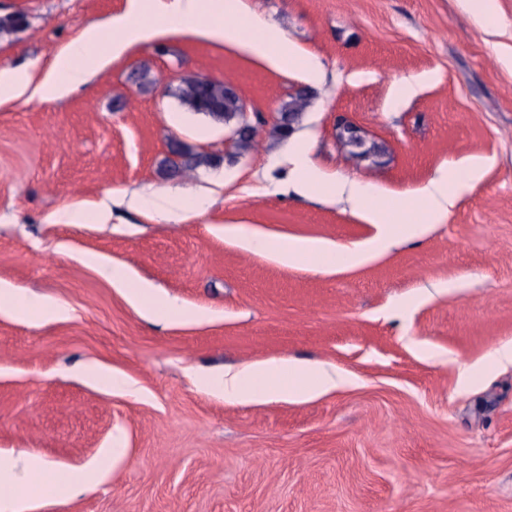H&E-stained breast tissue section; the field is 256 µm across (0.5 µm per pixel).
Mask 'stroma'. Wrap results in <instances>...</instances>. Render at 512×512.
Instances as JSON below:
<instances>
[{
	"instance_id": "stroma-1",
	"label": "stroma",
	"mask_w": 512,
	"mask_h": 512,
	"mask_svg": "<svg viewBox=\"0 0 512 512\" xmlns=\"http://www.w3.org/2000/svg\"><path fill=\"white\" fill-rule=\"evenodd\" d=\"M131 0H0L25 22L0 39V69L45 65ZM317 57L279 71L203 39L135 48L55 100L0 105V284L64 303L69 315L0 316V454L51 470L96 467L103 482L32 512H512V0L486 23L462 0H244ZM165 84L142 87V66ZM186 72L231 82L250 112L306 87L294 133L262 155L160 175L171 141L224 146V127L165 92ZM421 78L397 99L402 83ZM347 118L382 152L351 156ZM327 175L393 196L476 158L482 178L424 238L361 265L286 267L243 249L268 237L367 245L363 210L298 188L294 148ZM180 191L198 210L168 223L129 204ZM103 221L67 224L79 205ZM200 314L143 319L100 264ZM321 363L344 385L299 403L240 404L203 376L255 361ZM483 365L477 377L467 367ZM105 367L134 392L84 379Z\"/></svg>"
}]
</instances>
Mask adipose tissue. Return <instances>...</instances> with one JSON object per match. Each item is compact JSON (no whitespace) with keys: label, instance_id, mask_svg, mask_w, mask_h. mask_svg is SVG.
Instances as JSON below:
<instances>
[{"label":"adipose tissue","instance_id":"1","mask_svg":"<svg viewBox=\"0 0 512 512\" xmlns=\"http://www.w3.org/2000/svg\"><path fill=\"white\" fill-rule=\"evenodd\" d=\"M170 35L214 40L280 70L301 60L308 80L319 76L315 56L302 54L298 47L289 44L274 24L249 12L243 0H136L128 15L105 24H89L79 37L55 54L46 70H1L0 104L26 95L44 100L58 98L85 83L91 70L106 69L139 44ZM299 166L303 186L321 188L332 198L347 197L354 205L366 209L371 223L384 225L385 233L367 248L355 245L334 249L321 241L268 238L233 228L232 234L241 247L262 256L273 255L286 266L310 257L322 265L366 262L384 249L388 240L419 236L426 225L443 221L462 189L482 176V166L474 160L441 171L418 189L421 218L410 221L404 217V204L387 202L376 184L327 176L305 155L301 156ZM101 272L112 285L126 289L129 301L142 316L176 322L194 320V312L184 306L160 298L146 284H133L127 269L105 265ZM33 310L56 319L68 314L65 304L0 285V314L20 316ZM343 381L336 370L321 364L267 359L205 378L204 385L211 392L240 403L304 402L335 390ZM16 465L19 463L11 457L0 455V512H28L30 501L36 497H69L79 484L95 477L91 471L50 472L39 456L30 455L20 463L26 480L18 484L12 478Z\"/></svg>","mask_w":512,"mask_h":512}]
</instances>
